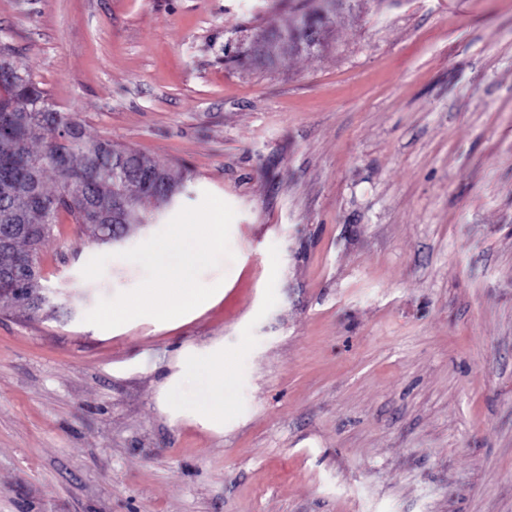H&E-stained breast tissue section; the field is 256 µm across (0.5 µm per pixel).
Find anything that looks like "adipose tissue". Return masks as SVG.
I'll use <instances>...</instances> for the list:
<instances>
[{
  "mask_svg": "<svg viewBox=\"0 0 512 512\" xmlns=\"http://www.w3.org/2000/svg\"><path fill=\"white\" fill-rule=\"evenodd\" d=\"M177 370L165 385L166 408L173 417L192 416L204 428L224 427V347H182Z\"/></svg>",
  "mask_w": 512,
  "mask_h": 512,
  "instance_id": "1",
  "label": "adipose tissue"
}]
</instances>
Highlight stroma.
Wrapping results in <instances>:
<instances>
[{"instance_id":"stroma-1","label":"stroma","mask_w":512,"mask_h":512,"mask_svg":"<svg viewBox=\"0 0 512 512\" xmlns=\"http://www.w3.org/2000/svg\"><path fill=\"white\" fill-rule=\"evenodd\" d=\"M328 8L306 54L262 39ZM0 44L90 138L236 211L224 296L96 331L134 289L60 215L64 308H0V512H512V0H0ZM234 362L224 428L159 407ZM178 370L165 385L166 408L174 417L192 416L204 428H224V346L222 344L182 347L176 357ZM195 389L190 399L186 390ZM183 400L174 402L176 395Z\"/></svg>"}]
</instances>
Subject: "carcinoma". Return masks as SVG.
Instances as JSON below:
<instances>
[{
    "mask_svg": "<svg viewBox=\"0 0 512 512\" xmlns=\"http://www.w3.org/2000/svg\"><path fill=\"white\" fill-rule=\"evenodd\" d=\"M327 22L321 12L305 14L299 23L279 35L296 50L311 53L321 47L320 31ZM0 161L34 165L28 183L5 182L0 176V232L10 237L0 248V272L28 266L19 287L30 289L29 302L0 295V304L36 316L48 304L41 285L39 250L50 237L58 215L66 213L89 238L112 243V236H127L172 207L183 193V181L157 161L131 150H118L103 139L85 137L78 122L56 111L46 93L24 77L16 98V111L0 112ZM48 172L58 177L55 190L45 187ZM156 197L158 205L130 208L122 224L112 223L116 198L139 194ZM43 206L29 205L31 195Z\"/></svg>",
    "mask_w": 512,
    "mask_h": 512,
    "instance_id": "1",
    "label": "carcinoma"
}]
</instances>
